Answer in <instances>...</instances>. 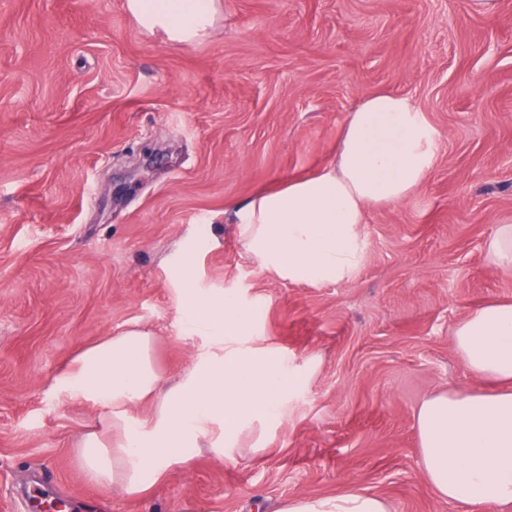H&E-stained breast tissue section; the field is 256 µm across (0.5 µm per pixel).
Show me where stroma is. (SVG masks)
<instances>
[{
  "label": "stroma",
  "mask_w": 512,
  "mask_h": 512,
  "mask_svg": "<svg viewBox=\"0 0 512 512\" xmlns=\"http://www.w3.org/2000/svg\"><path fill=\"white\" fill-rule=\"evenodd\" d=\"M124 0H0V512L48 477L68 512H274L351 488L389 512H465L423 471L415 415L485 389L456 324L512 301L486 242L512 223V0H220L197 42L142 31ZM386 89L439 133L408 199L373 209L360 271L309 288L243 250L236 206L336 156L348 114ZM257 310L237 345L303 377L234 460L209 441L146 493L89 483L75 454L100 412L52 389L130 326L177 381L213 327L186 289Z\"/></svg>",
  "instance_id": "stroma-1"
}]
</instances>
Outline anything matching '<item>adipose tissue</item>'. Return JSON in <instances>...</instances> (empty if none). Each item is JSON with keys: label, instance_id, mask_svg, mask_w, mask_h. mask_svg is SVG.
<instances>
[{"label": "adipose tissue", "instance_id": "adipose-tissue-1", "mask_svg": "<svg viewBox=\"0 0 512 512\" xmlns=\"http://www.w3.org/2000/svg\"><path fill=\"white\" fill-rule=\"evenodd\" d=\"M146 32L190 43L216 21L217 0H124ZM437 132L408 98L377 92L350 112L336 159L311 176L264 191L235 211L247 255L266 271L305 287L351 280L365 259L363 226L369 209L404 201L426 180L436 157ZM208 317L225 331L251 333L253 317L229 293L204 299ZM455 348L491 392H448L427 399L416 416L423 470L443 500L512 512V302L488 301L454 329ZM156 338L135 326L106 337L64 366L56 391L101 410V427L87 433L76 462L88 482L116 484L141 494L188 448L215 434L234 444L246 429L281 417L277 389L293 385L270 348L241 351L223 337L165 386ZM152 403L151 416L128 412ZM276 512H388L364 490L326 497H293Z\"/></svg>", "mask_w": 512, "mask_h": 512}]
</instances>
